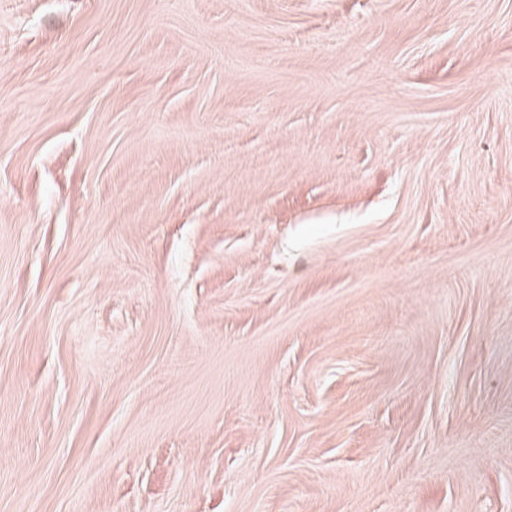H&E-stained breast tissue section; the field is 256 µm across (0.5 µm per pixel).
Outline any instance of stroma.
Masks as SVG:
<instances>
[{"instance_id": "obj_1", "label": "stroma", "mask_w": 512, "mask_h": 512, "mask_svg": "<svg viewBox=\"0 0 512 512\" xmlns=\"http://www.w3.org/2000/svg\"><path fill=\"white\" fill-rule=\"evenodd\" d=\"M0 512H512V0H0Z\"/></svg>"}]
</instances>
